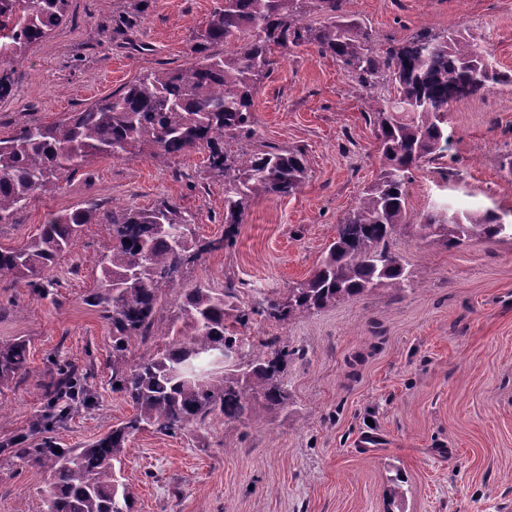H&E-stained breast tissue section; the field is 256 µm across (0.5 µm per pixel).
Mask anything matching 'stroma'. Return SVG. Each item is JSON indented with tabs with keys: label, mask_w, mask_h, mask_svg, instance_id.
I'll return each instance as SVG.
<instances>
[{
	"label": "stroma",
	"mask_w": 512,
	"mask_h": 512,
	"mask_svg": "<svg viewBox=\"0 0 512 512\" xmlns=\"http://www.w3.org/2000/svg\"><path fill=\"white\" fill-rule=\"evenodd\" d=\"M135 0H71L70 17L14 64L0 99V137L51 123L134 83L149 71L195 62L194 33L216 0H147L135 27L116 24ZM376 48L421 29L476 36L487 58L512 73V0H349ZM273 71L253 95L254 147L299 148L308 177L295 195L251 199L232 246L184 268L187 288L234 281L241 302L285 298L331 244L337 224L377 178L382 158L364 104L342 64L311 45L273 47ZM447 163L407 185L413 216L441 203L512 210V85L450 102ZM208 151L160 159L150 147L102 157L62 189L33 197L0 244L18 246L54 215L78 207L142 210L168 201L195 220L200 243L224 237V181ZM106 224L84 225L77 249L46 271L47 293L0 274V340L21 339L29 371L0 392V512H38L50 479L12 462L7 445L47 411L43 389L56 364L90 376L92 407L55 423L59 447L110 432L133 408L112 389V326L87 298ZM396 248L419 286L345 299L291 322L254 316L236 326L247 349L278 336L291 354L282 379L287 412L246 424L215 413L184 432L135 434L121 455L134 512H505L512 505V240L447 247L402 236ZM400 482L404 495L390 501Z\"/></svg>",
	"instance_id": "35a3bbf8"
}]
</instances>
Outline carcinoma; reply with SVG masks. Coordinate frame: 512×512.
<instances>
[{"label":"carcinoma","instance_id":"1","mask_svg":"<svg viewBox=\"0 0 512 512\" xmlns=\"http://www.w3.org/2000/svg\"><path fill=\"white\" fill-rule=\"evenodd\" d=\"M348 0H220L204 29L193 36L192 65L143 75L135 83L54 123L29 122L0 139V223L10 221L28 200L50 194L95 158H120L148 145L169 158L204 146L208 167L224 179L225 223L236 224L247 200L289 196L307 176L301 150L246 148L254 137L252 94L276 64L272 47L313 45L339 60L354 76L353 93L362 99L385 160L358 206L337 225L336 238L310 277L288 289L283 299L256 308L239 303L240 290L192 288L181 299L169 331L179 337L164 350L144 348L158 324L167 292L177 286L184 264L201 251L232 245L226 235L200 246L192 219L162 202L143 211L114 209L106 215L112 245L96 254V286L87 302L112 325V390L129 401L134 413L83 448H56L50 426L77 405L93 403L87 375L72 366L56 369L45 389L50 414L34 424L33 448L13 441L11 457L49 474L50 491L38 512H133V495L115 476L114 461L135 434L153 430L176 434L215 412L224 422L244 424L258 411L288 409L281 380L288 346L278 336L260 342L264 351L249 354L239 366L224 363V351L242 350V339L228 329L231 318L246 325L253 314L278 322L325 309L336 302L420 283L395 249L410 232L437 237L450 247L478 237L512 239L509 213L460 212L450 205L410 222L406 184L425 163L445 157L448 104L512 84V75L489 63L475 39L459 30L433 34L421 30L408 41L380 52ZM71 0H0V98L13 85L5 65L23 57L34 44L67 21ZM325 16L313 27L309 11ZM224 53L211 52L216 45ZM392 82L394 96L369 97L381 80ZM238 144L232 152L226 144ZM97 220L91 208L78 207L47 220L39 233L19 247L0 246V274L43 287V274L61 254L74 249L82 227ZM24 341H0V387L28 372Z\"/></svg>","mask_w":512,"mask_h":512}]
</instances>
